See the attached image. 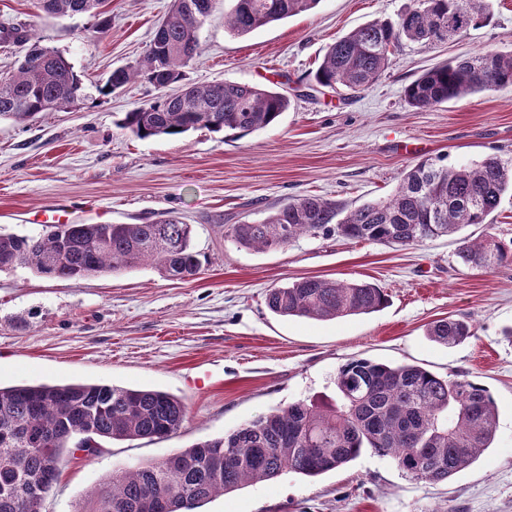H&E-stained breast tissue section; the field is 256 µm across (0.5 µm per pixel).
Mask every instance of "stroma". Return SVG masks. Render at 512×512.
<instances>
[{
	"label": "stroma",
	"instance_id": "obj_1",
	"mask_svg": "<svg viewBox=\"0 0 512 512\" xmlns=\"http://www.w3.org/2000/svg\"><path fill=\"white\" fill-rule=\"evenodd\" d=\"M170 0H110L111 29L79 13L50 16L33 0H0V22L30 25L60 51L82 82L67 109L18 123L0 119V232H42L39 213L64 203L78 223L145 224L176 211L195 230L203 267L172 280L143 266L81 280L19 267L0 272V385L98 383L156 389L181 399L187 417L174 433L105 443L63 463L45 512H80L92 489L124 471L158 463L193 444L322 393L334 394L339 367L354 358L411 364L484 384L498 409L494 443L454 478L416 481L372 451L316 478L283 473L213 499L202 512H512V264L471 269L460 237L493 229L512 243V196L491 226L410 247L302 237L276 250L238 246L228 225L263 220L302 195L354 208L389 196L411 165L471 164L512 157V86L428 110L405 89L438 63L492 50L512 54V0H489L488 23L442 45L406 42L368 90L310 86L326 47L374 20L394 21L412 0H321L313 11L237 37L214 0L199 31L202 54L183 84L232 81L273 88L291 107L270 127L241 136L197 129L139 139L118 127L151 99L138 82L110 93L113 70L149 48ZM414 153H404V146ZM363 281L382 288L381 310L331 321L281 317L268 289L299 277ZM452 316L473 337L445 347L428 324Z\"/></svg>",
	"mask_w": 512,
	"mask_h": 512
}]
</instances>
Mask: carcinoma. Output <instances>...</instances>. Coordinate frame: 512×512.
<instances>
[{"instance_id": "obj_1", "label": "carcinoma", "mask_w": 512, "mask_h": 512, "mask_svg": "<svg viewBox=\"0 0 512 512\" xmlns=\"http://www.w3.org/2000/svg\"><path fill=\"white\" fill-rule=\"evenodd\" d=\"M214 0H170L145 55L112 71V93L142 80L155 97L125 113L119 126L139 139L212 133H251L275 124L290 107L277 91L231 81L190 85L171 98L165 86L201 53L199 30ZM224 24L242 36L314 10L321 0H228ZM108 0H36L50 15L89 13L103 34L112 21ZM488 0H413L398 20H375L334 40L315 73L320 87L353 92L375 84L402 42L437 44L488 22ZM0 42L24 47L16 72L0 78V118L23 123L40 112L65 109L82 92L79 76L59 51L32 40L24 24L0 26ZM512 85V54L483 51L424 72L406 88L419 109ZM512 191V159L490 154L467 166L420 161L407 169L385 200L353 209L303 195L260 222L232 224L225 235L241 247L281 249L302 236H338L406 247L485 224L502 195ZM193 225L169 211L148 224H54L38 235L0 234V272L27 267L39 275L79 280L151 266L179 280L202 268L192 245ZM465 265L492 270L512 263V244L488 231L464 239ZM387 299L367 282L317 276L274 285L268 309L281 317L333 320L380 310ZM429 338L455 346L473 325L443 318ZM339 399L297 401L245 423L222 437L196 443L160 463L112 477L79 512H193L202 504L284 472L308 478L340 468L370 449L390 457L412 478L444 482L491 447L497 406L489 389L464 374H434L410 364L351 359L336 375ZM187 408L166 392L114 385L64 383L0 386V512H43L68 455L104 441L161 438L177 431Z\"/></svg>"}]
</instances>
